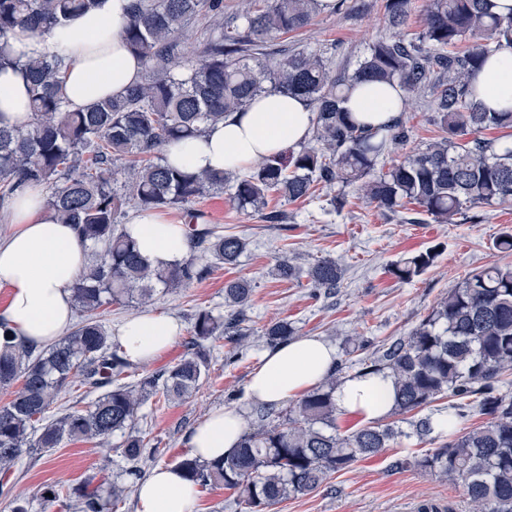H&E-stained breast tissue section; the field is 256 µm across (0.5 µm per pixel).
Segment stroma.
Masks as SVG:
<instances>
[{
  "mask_svg": "<svg viewBox=\"0 0 512 512\" xmlns=\"http://www.w3.org/2000/svg\"><path fill=\"white\" fill-rule=\"evenodd\" d=\"M393 33L383 0H346L345 9L320 13L285 41L297 50H321L334 70L350 73L375 41ZM426 111L425 96L414 95L400 113L410 130L408 150L425 147L441 134L427 122ZM341 194L347 202L343 208H334L330 200ZM269 206L287 211V223L268 224L258 215L240 212L224 194L194 204L208 223L222 233L245 238L248 246L237 265H212L204 279L187 288L157 293L151 311L179 320L182 332L163 355L142 369L157 373L184 356L193 314L206 309L217 317L225 315L224 285L236 278L253 285L247 310V326L253 334L245 346L226 338L213 340L208 371L189 398L145 403L137 423L147 442L140 463L143 472L176 465L190 456L187 436L213 410L246 407V431L257 428L258 415L246 405L245 388L267 349L262 331L268 324L288 320L295 336L324 338L344 361L355 344L375 349L408 335L448 288L468 273L491 265L512 266V254L493 247L503 230L512 229V204L476 207L452 224L430 220L407 224L378 208L355 187L319 186L309 198L294 203L270 195ZM435 245L441 255L425 273L408 283L391 275L392 264ZM283 256L301 268L299 278L282 280L274 275L273 268ZM321 257L335 259L342 270L334 290L308 286L306 272ZM124 441V434L117 433L103 446L66 441L50 452L31 450L11 477L12 498H18L27 512H75L65 500L45 502L44 488H72L89 478L98 484L128 482ZM433 448L427 437L399 439L377 456L333 474L317 490L284 498L270 512H419L426 503L437 505L439 512H469L471 505L461 485L414 468L392 467L395 458L420 456Z\"/></svg>",
  "mask_w": 512,
  "mask_h": 512,
  "instance_id": "obj_1",
  "label": "stroma"
}]
</instances>
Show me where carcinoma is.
<instances>
[{"label": "carcinoma", "mask_w": 512, "mask_h": 512, "mask_svg": "<svg viewBox=\"0 0 512 512\" xmlns=\"http://www.w3.org/2000/svg\"><path fill=\"white\" fill-rule=\"evenodd\" d=\"M243 23L224 21V0H134L125 27L129 51L142 61V80L119 97L101 98L70 110L58 96L66 76L64 58L22 64L32 111L24 127H0V200L29 184L47 190L46 202L63 224L76 226L90 246L92 261L71 285L79 316L65 336L40 351L0 335V388H14L0 405V494L11 492L12 470L32 448L52 449L63 441L93 440L127 433L123 454L127 474L138 478L145 448L135 431L143 403L159 396L181 400L200 384L207 366L204 342L217 336L249 335L244 327L253 288L245 280L224 286L228 313L193 315L191 350L160 373L122 382L132 364L112 350L99 320L113 303L146 304L157 288H181L209 270L201 258L233 264L246 241L218 233L190 205L210 192L229 191L236 209H251L269 224L288 221L285 211H267L268 196L287 202L305 199L317 184L360 183L370 201L391 213L406 203L445 224L474 207L512 202V145L497 148L478 138L488 128H511L512 109L490 112L477 102L473 74L502 49H512V16L493 11L491 0H429L422 30L376 41L352 73H334L322 54L293 50L282 36L309 25L320 0H242ZM411 0H384L393 28L405 27ZM97 0H0V69L15 67L7 37L17 30L45 32L95 8ZM203 26L197 51L183 52L186 34ZM468 40L464 50L456 47ZM397 85L406 94L429 92V120L440 140L405 154L386 171L380 157L404 145L400 121L367 129L344 108L357 84ZM278 92L309 102L312 137L283 155L258 162L244 175L197 173L169 164L164 149L201 135L206 126L244 109L252 99ZM184 207L190 255L163 268L143 258L119 218L125 209ZM440 250L431 247L392 266L410 281L431 267ZM314 288L339 286L341 268L332 259L314 263ZM294 334L282 320L263 330L276 345ZM360 373L386 372L394 378L393 412L422 411L445 395L457 398L405 423L438 446L422 457L393 461L395 469L416 468L462 485L472 512H512V395L500 392L512 374V267L493 265L448 289L407 336L358 360ZM343 367L304 395L291 415L271 417L243 435L221 461L184 458L177 463L194 485L222 484L237 491L245 512H269L283 498L317 490L334 473L372 457L402 436L392 423L349 434L336 425V386ZM80 377L101 391L86 409L49 419L60 391ZM19 387H14V384ZM474 409L487 422L456 434L437 430ZM130 488L84 484L46 488L45 501L75 499L82 512H112Z\"/></svg>", "instance_id": "carcinoma-1"}]
</instances>
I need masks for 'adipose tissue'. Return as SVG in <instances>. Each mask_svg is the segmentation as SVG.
Returning a JSON list of instances; mask_svg holds the SVG:
<instances>
[{
	"label": "adipose tissue",
	"instance_id": "adipose-tissue-1",
	"mask_svg": "<svg viewBox=\"0 0 512 512\" xmlns=\"http://www.w3.org/2000/svg\"><path fill=\"white\" fill-rule=\"evenodd\" d=\"M132 0H99L93 11L43 34L16 32L8 38L11 54L30 57L64 55L66 78L60 96L70 107L123 95L136 83L142 63L127 46L124 29ZM473 84L488 109L512 107V53L490 57L475 72ZM399 87L364 84L350 92L346 106L359 123L391 124L401 110ZM312 112L298 97L270 93L208 126L199 138L166 147L169 162L192 171H238L263 157L285 152L306 139ZM31 119L28 86L20 68L0 70V125L20 126ZM10 232L0 237V288L8 301L0 308V326L16 338L35 344L54 342L73 321L70 287L87 263L88 249L73 225L58 223L45 205V190L32 185L8 204ZM128 234L152 265L165 266L188 251L183 220L155 209L137 212ZM181 333L175 319L149 313L125 319L114 341L130 362L147 363L162 355ZM336 349L317 336L280 344L265 354L246 385V396L258 405H282L317 386L333 369ZM336 408L373 422L395 404L389 374H352L337 386ZM242 410L229 406L212 411L188 435L193 454L205 461L234 451L244 432ZM137 512H196V491L182 472L155 468L139 483Z\"/></svg>",
	"mask_w": 512,
	"mask_h": 512
}]
</instances>
